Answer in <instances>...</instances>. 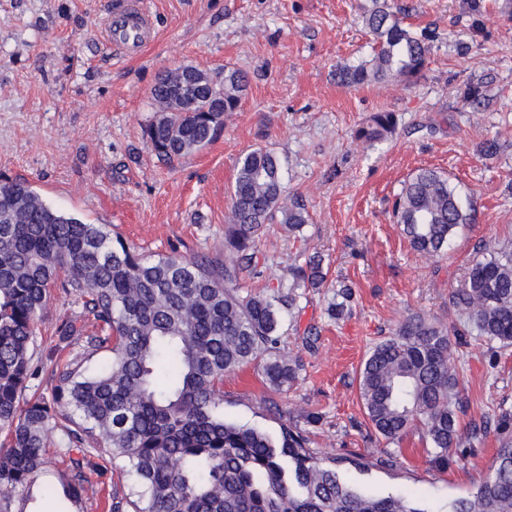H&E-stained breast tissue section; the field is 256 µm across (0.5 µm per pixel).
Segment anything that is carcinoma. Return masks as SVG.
Segmentation results:
<instances>
[{
    "mask_svg": "<svg viewBox=\"0 0 512 512\" xmlns=\"http://www.w3.org/2000/svg\"><path fill=\"white\" fill-rule=\"evenodd\" d=\"M363 9L376 38L373 54L337 68L336 80L347 87L413 84L426 66L429 37L410 30L388 0H370ZM184 79V69L175 68L151 89L159 118L147 128L148 142L170 162L210 144L247 90L245 74L235 68L210 77L202 71L188 110L174 95ZM395 125L393 113L381 112L354 137L375 143ZM282 195L275 156L262 147L245 153L232 184L221 262L148 258L101 225L54 209L30 183L0 182V512H12L22 492L31 497L53 430L71 447L103 450L129 467L137 498L113 500L112 512H427L403 492L358 490L335 457L313 454L306 436L290 426L273 437L219 413L226 373L255 362L276 391L296 379L277 335L280 305L295 298L244 296L239 284V274L255 263L253 244L266 225L307 223L301 205H283ZM393 215L411 246L429 256L444 252L468 223L456 185L435 168H421L404 182ZM293 277L319 284L320 260L309 259ZM52 287L92 318L91 333L71 320L58 335H85L90 348L111 352L112 360L96 373L74 363L58 367L47 401L27 391L39 377L36 330ZM448 305L478 335L511 345L512 250L473 259L463 282L449 291ZM461 335L454 322L412 315L373 346L360 370V397L374 430L397 445L410 429H421L441 468L461 438ZM495 430L499 448L488 473L445 512H512V437L503 418ZM82 482L78 459L57 474L72 504Z\"/></svg>",
    "mask_w": 512,
    "mask_h": 512,
    "instance_id": "cac0c4a2",
    "label": "carcinoma"
}]
</instances>
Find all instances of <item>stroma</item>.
I'll return each instance as SVG.
<instances>
[{
	"mask_svg": "<svg viewBox=\"0 0 512 512\" xmlns=\"http://www.w3.org/2000/svg\"><path fill=\"white\" fill-rule=\"evenodd\" d=\"M112 2L0 0V178L27 180L52 207L105 225L144 254L220 257L238 160L259 146L272 152L285 201L303 204L308 222L293 231L267 225L240 284L295 292L279 334L298 378L276 392L256 365L226 374L222 413L273 435L296 427L319 456L367 457L365 468L348 466L344 475L371 493L405 491L431 512L468 496L492 463L497 435L462 441L461 456L441 469L413 429L392 461L378 465L388 445L364 413L359 372L370 348L408 316L448 320V289L479 247L512 244V0H482L476 13L468 0H389L406 25L431 38L428 63L408 87L336 81L337 67L371 52L367 0H144L157 35L133 59L101 47ZM184 65L239 69L248 87L213 142L167 162L147 143L151 89L162 72ZM379 112L394 114V133L372 145L356 140ZM493 137L502 151L487 160L478 149ZM420 168L446 172L470 216L437 258L414 251L392 214ZM314 252L326 284L294 287L293 269ZM339 281L353 298L335 317ZM81 313L52 289L37 336L44 373L73 361L90 372L109 363V352H92L85 337L60 341L57 327ZM457 353L467 398L461 428L487 413L512 419V345L472 333ZM59 446L52 436L24 512H57L43 489L73 458L84 476L74 512H108L109 496L135 491L120 464L77 448L67 457Z\"/></svg>",
	"mask_w": 512,
	"mask_h": 512,
	"instance_id": "obj_1",
	"label": "stroma"
}]
</instances>
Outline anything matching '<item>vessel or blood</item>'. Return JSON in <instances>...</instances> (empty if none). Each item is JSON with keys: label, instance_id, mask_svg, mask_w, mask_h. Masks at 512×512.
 <instances>
[{"label": "vessel or blood", "instance_id": "obj_1", "mask_svg": "<svg viewBox=\"0 0 512 512\" xmlns=\"http://www.w3.org/2000/svg\"><path fill=\"white\" fill-rule=\"evenodd\" d=\"M154 37L153 17L142 0H116L103 31L104 42L113 55L135 57Z\"/></svg>", "mask_w": 512, "mask_h": 512}]
</instances>
